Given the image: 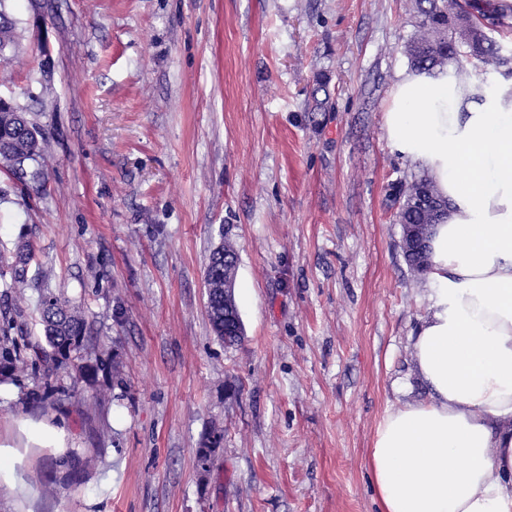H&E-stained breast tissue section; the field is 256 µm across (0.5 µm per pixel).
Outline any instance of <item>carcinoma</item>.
<instances>
[{
  "label": "carcinoma",
  "instance_id": "1",
  "mask_svg": "<svg viewBox=\"0 0 512 512\" xmlns=\"http://www.w3.org/2000/svg\"><path fill=\"white\" fill-rule=\"evenodd\" d=\"M470 10L456 8L453 0H416L418 34L405 46L411 66L430 70L453 62L459 67L470 66L480 72L505 66L512 59L502 54V47L495 40L482 34L476 15H486L498 21L500 29L512 27V7L500 0H472ZM0 6V53L16 43L15 28ZM45 109L40 96H29L25 104L17 105L15 112L0 114V162L13 175L28 177L31 186L46 190L44 172L39 160L44 152L45 139L40 128L28 115ZM397 204L396 220L403 224L432 223V209L439 206L441 214L448 210V200L443 198L425 176L402 183L389 193ZM234 251L231 244L219 246L210 253L205 271L207 286L206 313L215 336L226 346H238L242 336H224V251ZM405 260L414 272L424 274L428 269L429 249L421 252H404ZM35 255L19 251L9 257L0 254V280L6 292L13 296L18 307L14 315L0 317V380H19L24 374L33 381L25 399L41 403L54 396V402L63 405L71 392L57 388L46 392L41 380L51 373L74 371V381L92 382L101 369L110 368L112 374L120 373V364H110L95 355V348L86 336L87 319L83 308L60 299L48 288H34L28 278V265ZM35 290L37 296L26 294ZM32 309L43 326L45 342H32L14 335L15 315L21 313L19 304Z\"/></svg>",
  "mask_w": 512,
  "mask_h": 512
}]
</instances>
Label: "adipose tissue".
<instances>
[{"instance_id": "adipose-tissue-1", "label": "adipose tissue", "mask_w": 512, "mask_h": 512, "mask_svg": "<svg viewBox=\"0 0 512 512\" xmlns=\"http://www.w3.org/2000/svg\"><path fill=\"white\" fill-rule=\"evenodd\" d=\"M384 128L449 208L412 340L427 398L388 410L370 449L380 512H512V81L404 72Z\"/></svg>"}]
</instances>
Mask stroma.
Segmentation results:
<instances>
[{
  "mask_svg": "<svg viewBox=\"0 0 512 512\" xmlns=\"http://www.w3.org/2000/svg\"><path fill=\"white\" fill-rule=\"evenodd\" d=\"M0 96L46 103L45 192L0 168V252L83 305L110 370L49 418L68 473L24 449L0 512H379L369 466L386 411L425 399L411 337L426 312L392 183L421 177L383 127L409 68L412 0H9ZM51 48L43 58L41 43ZM330 108L313 109L318 76ZM237 253L242 345L205 312L213 248ZM224 443L195 452L211 422Z\"/></svg>",
  "mask_w": 512,
  "mask_h": 512,
  "instance_id": "stroma-1",
  "label": "stroma"
}]
</instances>
